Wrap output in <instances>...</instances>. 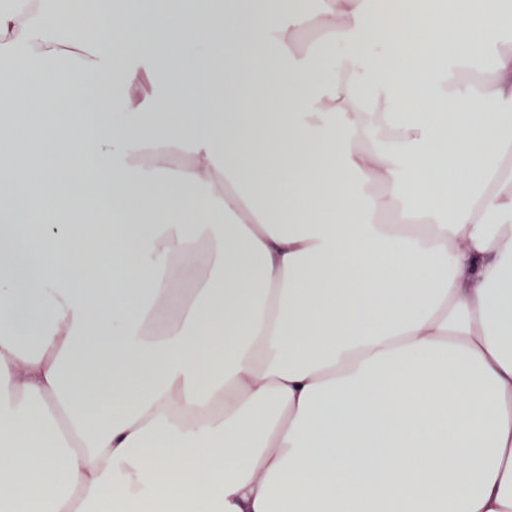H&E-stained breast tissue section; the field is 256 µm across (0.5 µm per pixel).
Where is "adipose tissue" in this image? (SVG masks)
I'll use <instances>...</instances> for the list:
<instances>
[{"label":"adipose tissue","mask_w":512,"mask_h":512,"mask_svg":"<svg viewBox=\"0 0 512 512\" xmlns=\"http://www.w3.org/2000/svg\"><path fill=\"white\" fill-rule=\"evenodd\" d=\"M96 20L0 9V512H512V0Z\"/></svg>","instance_id":"obj_1"}]
</instances>
